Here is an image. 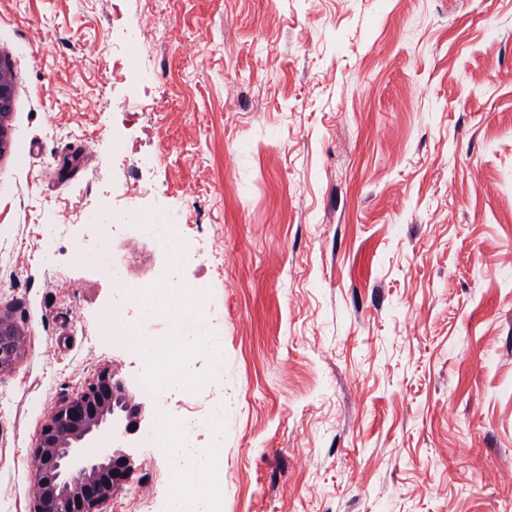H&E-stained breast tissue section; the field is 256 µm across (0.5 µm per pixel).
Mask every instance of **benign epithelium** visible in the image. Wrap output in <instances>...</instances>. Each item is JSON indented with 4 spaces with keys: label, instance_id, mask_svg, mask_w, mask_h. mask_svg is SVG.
Here are the masks:
<instances>
[{
    "label": "benign epithelium",
    "instance_id": "benign-epithelium-1",
    "mask_svg": "<svg viewBox=\"0 0 512 512\" xmlns=\"http://www.w3.org/2000/svg\"><path fill=\"white\" fill-rule=\"evenodd\" d=\"M13 101L9 68L0 61V155L8 148L5 122ZM23 346L13 322L0 315V369L10 366ZM144 407L125 380L105 373L74 398L60 402L37 439L39 469L33 512H98L134 474L129 440L142 429ZM100 440V447L86 449Z\"/></svg>",
    "mask_w": 512,
    "mask_h": 512
}]
</instances>
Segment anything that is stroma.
Here are the masks:
<instances>
[{
    "instance_id": "stroma-1",
    "label": "stroma",
    "mask_w": 512,
    "mask_h": 512,
    "mask_svg": "<svg viewBox=\"0 0 512 512\" xmlns=\"http://www.w3.org/2000/svg\"><path fill=\"white\" fill-rule=\"evenodd\" d=\"M0 59V512L62 400L148 371L116 281L162 272L223 367L145 406H223V512H512V0H0ZM133 453L102 512H170ZM13 101V84L9 68L0 61V155H3L9 145L8 132L5 122L10 114ZM23 346V336L13 322L5 315H0V370L10 366L19 355Z\"/></svg>"
}]
</instances>
